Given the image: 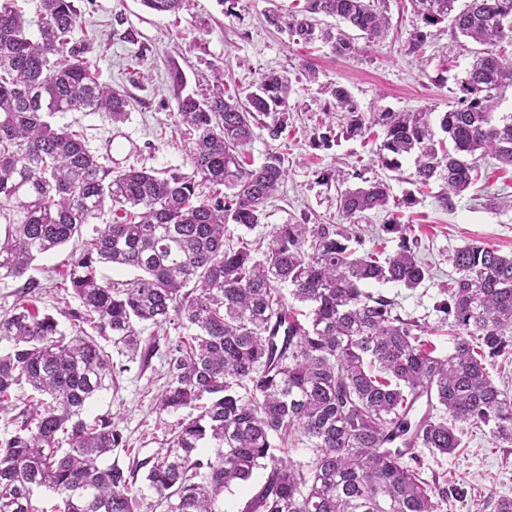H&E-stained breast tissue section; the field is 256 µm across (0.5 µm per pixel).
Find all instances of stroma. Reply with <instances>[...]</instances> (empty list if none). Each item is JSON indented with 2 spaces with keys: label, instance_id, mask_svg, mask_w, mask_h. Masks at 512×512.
<instances>
[{
  "label": "stroma",
  "instance_id": "35a3bbf8",
  "mask_svg": "<svg viewBox=\"0 0 512 512\" xmlns=\"http://www.w3.org/2000/svg\"><path fill=\"white\" fill-rule=\"evenodd\" d=\"M283 10L296 9L299 0H236L226 10L218 0H194L191 12L180 18L158 15L141 0H74L81 12L82 27L74 40L92 39L90 52L103 82L125 90L131 97L126 122L112 124L102 112L65 113L63 123L81 131L88 147L105 155L108 140L122 150L115 160L123 166L156 170L188 171L189 160L174 113L178 96L204 93L212 82L213 67L224 69L226 93L247 94L260 74L286 69L298 72L308 65L318 70L317 81L293 83L290 104L292 120L278 141L258 132L248 152L253 165H260L268 150H278L286 159L288 177L277 196L264 208L260 224L247 229L227 224L230 240L268 244L277 224H338L337 189L320 182L323 169L333 167L347 175L346 187L361 186L363 180H384L393 199L412 190L414 157L402 162L399 172L374 164V151L382 134L373 127L364 137L341 139L330 149L312 144L314 133L324 122V111L332 100L330 86L346 87L361 111L414 112L430 109L433 117L458 105L459 81L464 78L476 49L475 43L454 36L450 23L433 27L423 49L408 53V41L419 23L410 0H387L390 31L361 53L339 56L322 42L304 44L286 29L269 24L264 13L271 3ZM133 41H126V34ZM180 72L181 84H174L172 72ZM439 182H431L417 194L412 207H398L402 225L419 241L418 257L430 267V276L414 289L395 284H374L370 290L393 298L401 315L437 325L434 307L442 298L441 286L454 277L448 256L456 248L477 244L501 253H512V210L489 209L486 200L494 194L512 195V168H499L496 161L482 163L470 188L456 202L454 210L439 206ZM122 366L117 391H105L89 404V415L120 414L129 449H115L113 460L123 467L151 457L166 437L176 415L158 417L154 398L164 383L161 355L148 364ZM463 448L432 459L427 449H418L423 479L444 475L464 487L475 489V497L451 501L448 512H491L481 492L495 490L512 497V447H493L484 432L464 426Z\"/></svg>",
  "mask_w": 512,
  "mask_h": 512
}]
</instances>
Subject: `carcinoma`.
I'll return each instance as SVG.
<instances>
[{
    "label": "carcinoma",
    "instance_id": "obj_1",
    "mask_svg": "<svg viewBox=\"0 0 512 512\" xmlns=\"http://www.w3.org/2000/svg\"><path fill=\"white\" fill-rule=\"evenodd\" d=\"M191 0H142L174 15ZM421 26L408 51H420L428 28L445 21L480 45L459 82L460 106L444 113L436 138L430 113L362 112L338 86L328 113L344 125L314 137L328 149L340 137L383 129L377 162L401 171L416 155L411 182H441L446 209L472 183L478 161L512 167V115L492 122L499 94L512 87V0H411ZM339 24L325 27L321 17ZM291 36L320 40L338 55L360 51L389 27L385 0H304L283 17ZM80 24L73 0H40L38 36L15 0H0V280L24 279L17 302L0 315V410L15 428L0 436V512H141L135 470L109 462L128 447L120 419L88 416L99 393L118 389L124 367L112 353L149 362L157 344L147 324L177 323L186 334L168 343L166 384L154 398L160 415L190 409L152 458L146 489L165 512H223L224 492L268 471L243 512H445L466 488L420 476L414 449L433 459L461 447L460 425L486 427L492 445H512V393L486 364L512 356V255L481 245L454 250L456 276L436 311L439 325L404 318L395 300L366 291L373 283L407 289L429 277L418 240L400 233L380 258L343 224H277L263 258L225 243L229 222L259 223L288 175L271 151L250 168L246 148L256 130L277 140L288 127V72L263 73L246 100L225 96L224 69L212 91L177 99L190 171L108 167L84 136L53 118L74 110L128 120V94L100 81L86 50L72 41ZM342 218L390 212L383 181L338 192ZM119 220L83 237L107 209ZM79 241L60 285L25 277L40 255ZM104 267L131 268L126 281L103 279ZM63 289L79 302L63 329L37 301ZM452 341L435 355L425 337ZM32 395L19 409L14 393ZM245 393H240V390ZM302 444L314 457L299 467L276 452ZM409 457L414 465L403 462ZM55 496L51 510L40 493Z\"/></svg>",
    "mask_w": 512,
    "mask_h": 512
}]
</instances>
